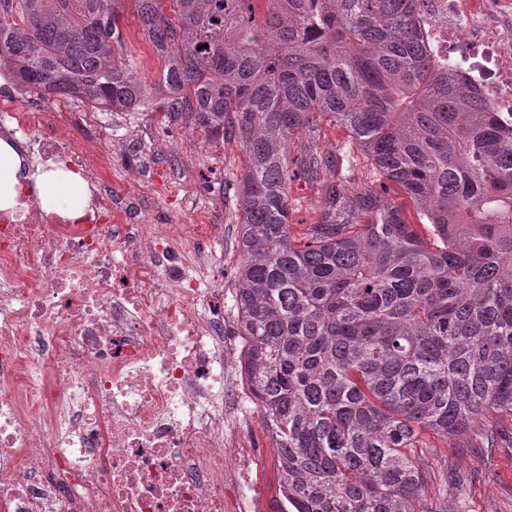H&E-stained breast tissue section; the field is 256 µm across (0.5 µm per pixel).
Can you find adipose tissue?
Returning <instances> with one entry per match:
<instances>
[{
    "label": "adipose tissue",
    "instance_id": "obj_1",
    "mask_svg": "<svg viewBox=\"0 0 512 512\" xmlns=\"http://www.w3.org/2000/svg\"><path fill=\"white\" fill-rule=\"evenodd\" d=\"M24 186L43 208L70 220H82L91 211V193L83 178L60 164H33L17 140L0 137V210L16 209Z\"/></svg>",
    "mask_w": 512,
    "mask_h": 512
}]
</instances>
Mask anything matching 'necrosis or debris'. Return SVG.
Listing matches in <instances>:
<instances>
[{
  "label": "necrosis or debris",
  "instance_id": "obj_1",
  "mask_svg": "<svg viewBox=\"0 0 512 512\" xmlns=\"http://www.w3.org/2000/svg\"><path fill=\"white\" fill-rule=\"evenodd\" d=\"M429 44L512 113V0H440ZM0 102V129L81 170L92 217L0 210V512H225L249 478L224 349V257L131 224L105 148Z\"/></svg>",
  "mask_w": 512,
  "mask_h": 512
}]
</instances>
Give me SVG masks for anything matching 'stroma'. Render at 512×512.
<instances>
[{
    "label": "stroma",
    "instance_id": "stroma-1",
    "mask_svg": "<svg viewBox=\"0 0 512 512\" xmlns=\"http://www.w3.org/2000/svg\"><path fill=\"white\" fill-rule=\"evenodd\" d=\"M120 24L122 51L137 63L145 82L163 72L165 59L144 33L131 0H124ZM49 114L46 132H65L74 145L90 141L112 149L109 169L112 196L143 224H190L208 227L212 247L224 249V328L231 331L235 321L234 288L231 273L242 260L238 248L237 200L224 191L226 176L240 173L244 156L238 143L211 139L194 116L175 115L153 104L129 112H105L94 124L83 120L87 105L77 100L47 98ZM349 139L346 130L331 119H323L311 137L293 144V151H315L343 160ZM328 171L291 184L288 191L296 219L304 224L322 223L327 216ZM241 435L257 460L254 479L267 501H274L280 483L277 451L269 438L260 411L250 403L241 409ZM501 433L496 447H483L476 436L443 443L428 436L427 462L468 474L464 496L430 485L427 495L434 507L451 512H512V418L494 420Z\"/></svg>",
    "mask_w": 512,
    "mask_h": 512
}]
</instances>
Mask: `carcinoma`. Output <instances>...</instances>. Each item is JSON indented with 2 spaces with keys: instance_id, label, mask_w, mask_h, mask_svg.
<instances>
[{
  "instance_id": "carcinoma-1",
  "label": "carcinoma",
  "mask_w": 512,
  "mask_h": 512,
  "mask_svg": "<svg viewBox=\"0 0 512 512\" xmlns=\"http://www.w3.org/2000/svg\"><path fill=\"white\" fill-rule=\"evenodd\" d=\"M120 2L0 0V66L22 94L108 112L154 98L239 142L233 333L280 512H435L423 432L446 443L512 416V122L428 48L427 0H134L166 57L152 86L116 50ZM323 116L372 186L290 156ZM323 168L328 217L297 233L290 183Z\"/></svg>"
}]
</instances>
